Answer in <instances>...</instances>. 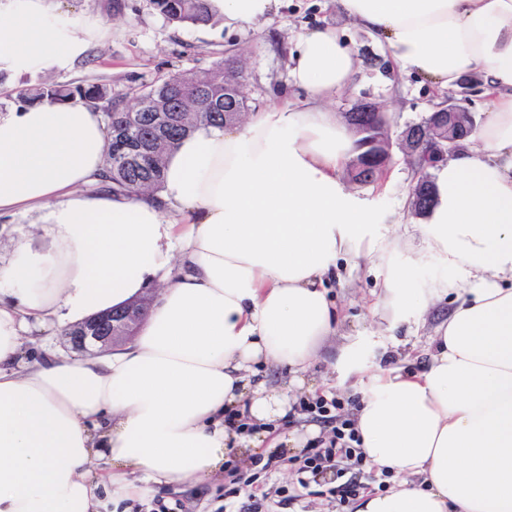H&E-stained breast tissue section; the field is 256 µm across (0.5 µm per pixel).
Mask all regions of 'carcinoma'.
<instances>
[{"label":"carcinoma","instance_id":"cac0c4a2","mask_svg":"<svg viewBox=\"0 0 512 512\" xmlns=\"http://www.w3.org/2000/svg\"><path fill=\"white\" fill-rule=\"evenodd\" d=\"M148 3L173 25L201 26L217 21L212 0H148ZM14 93L16 101L24 104L79 99L96 110H103L109 138L104 158L106 176L92 184V189L129 197L159 190L165 159L179 141L201 125L232 123L228 110L249 101L244 76L226 82L222 67L174 74L144 86L137 100L145 102L153 95H165L182 105V109L168 113L165 127L159 130L153 124L152 113L130 112L120 107L110 83L70 86L38 82L16 88ZM412 192L422 197L424 208L415 212L422 217L433 201L435 182L420 176Z\"/></svg>","mask_w":512,"mask_h":512}]
</instances>
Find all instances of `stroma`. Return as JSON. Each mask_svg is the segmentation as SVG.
<instances>
[{"instance_id":"obj_1","label":"stroma","mask_w":512,"mask_h":512,"mask_svg":"<svg viewBox=\"0 0 512 512\" xmlns=\"http://www.w3.org/2000/svg\"><path fill=\"white\" fill-rule=\"evenodd\" d=\"M101 26L86 39L80 54L62 52L47 66L8 71L7 86L25 81H49L72 85L108 83L124 107H132L143 84L186 71H207L236 60L243 70L252 100V111L259 112L282 98L301 101L304 94L288 81L291 57L302 35L330 27L355 53L358 71L351 87L338 94L329 107L341 113L357 101L377 103L385 112L390 131L399 134L406 125L421 122L446 93L415 74L398 70L379 41L360 30L338 10L336 0H277L274 11L258 21L235 25L217 23L201 27H177L153 11L147 0H52L49 19L62 40L84 26L88 19ZM414 173L401 152H394L386 177L378 183L356 186V194L379 217L377 234L400 235L410 246L420 244L414 226L410 195ZM386 270L374 267L362 271L339 269L329 290L341 319L340 333L326 339L320 355L306 379L315 394L334 397L343 405V415H352L366 381L362 372L343 374L335 362L344 337L362 339L368 346V359L395 368H420L427 360L428 338L436 324L447 317L448 302H441L391 326L381 318L376 304L383 294ZM240 473L258 474L254 462L234 459ZM258 484L268 495V512H356L366 494L378 492L380 483L394 484V477H383L369 465L345 460L336 467L307 475V488H300L297 474L284 465L258 474ZM362 488L355 496L341 498L339 489L348 480ZM228 478L203 481L180 490L148 486L131 499L122 501L117 512H153L164 503L173 512H248V490L225 496ZM289 504H282V497Z\"/></svg>"}]
</instances>
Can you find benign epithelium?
<instances>
[{
	"label": "benign epithelium",
	"mask_w": 512,
	"mask_h": 512,
	"mask_svg": "<svg viewBox=\"0 0 512 512\" xmlns=\"http://www.w3.org/2000/svg\"><path fill=\"white\" fill-rule=\"evenodd\" d=\"M448 116L433 117L425 124L426 131L420 134L410 129L400 132L397 138L399 149L410 159L424 154L422 172L448 160L461 149V144L476 128L472 115L463 106L450 100L447 104ZM381 110L372 105L364 110L358 105L343 113L345 123L357 136L354 142L352 163L364 174L377 170L376 162L388 166L392 161L393 145L389 137L388 125L380 122ZM153 305L152 291L136 297L119 308L86 319L65 331L71 349L78 353L108 352L135 336L139 326Z\"/></svg>",
	"instance_id": "7a95c632"
}]
</instances>
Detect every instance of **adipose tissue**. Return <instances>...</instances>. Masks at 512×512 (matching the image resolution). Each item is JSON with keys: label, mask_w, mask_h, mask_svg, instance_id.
<instances>
[{"label": "adipose tissue", "mask_w": 512, "mask_h": 512, "mask_svg": "<svg viewBox=\"0 0 512 512\" xmlns=\"http://www.w3.org/2000/svg\"><path fill=\"white\" fill-rule=\"evenodd\" d=\"M400 69L436 88L484 74L492 110L436 170L419 226L448 273L411 288L398 238L341 180L350 133L328 104L356 59L336 30L304 34L292 58L303 103L241 125H203L166 162L155 198L91 194L102 116L80 102L0 113V216L36 213L48 249L11 240L0 258V512H102L139 485L220 475L270 422L336 335L326 292L338 261L390 266L381 304L412 315L450 296L417 371L370 364L354 413L365 459L398 474L356 512H512V0H336ZM48 0H12L0 64L55 61ZM161 286L132 347L29 359L26 338L78 324ZM290 368L288 384L258 368ZM238 410L248 432L230 429Z\"/></svg>", "instance_id": "1"}]
</instances>
